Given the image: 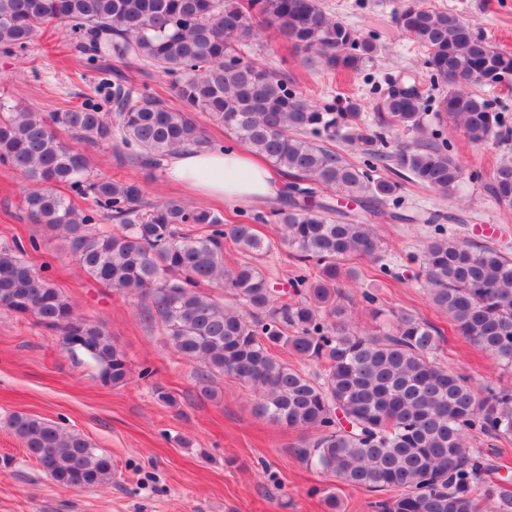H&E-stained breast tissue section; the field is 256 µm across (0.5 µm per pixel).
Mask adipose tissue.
Returning a JSON list of instances; mask_svg holds the SVG:
<instances>
[{"mask_svg":"<svg viewBox=\"0 0 512 512\" xmlns=\"http://www.w3.org/2000/svg\"><path fill=\"white\" fill-rule=\"evenodd\" d=\"M167 179L224 201L273 203L284 191L281 178L244 148L205 149L173 156Z\"/></svg>","mask_w":512,"mask_h":512,"instance_id":"adipose-tissue-1","label":"adipose tissue"}]
</instances>
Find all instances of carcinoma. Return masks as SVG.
<instances>
[{
    "instance_id": "1",
    "label": "carcinoma",
    "mask_w": 512,
    "mask_h": 512,
    "mask_svg": "<svg viewBox=\"0 0 512 512\" xmlns=\"http://www.w3.org/2000/svg\"><path fill=\"white\" fill-rule=\"evenodd\" d=\"M52 22L69 25L94 68L105 70L102 62L114 57L150 62L182 106L116 81L106 112L94 103L48 119L30 107L1 112L0 162L29 180L24 201L33 223L67 242L93 280L136 295L155 311L168 344L200 366L203 396H215L217 374L236 380L254 394L258 416L315 432L297 449L306 464L350 486L394 492L374 502L375 512H481L494 500L498 512H512V480L487 479L500 465L470 442L476 433L512 436V389H477L448 369L437 358L441 331L416 314L398 312L386 326L353 329L340 290L344 279L356 278L343 261L381 260V239L368 217L400 204L399 183L376 176L375 163L451 193L463 170L447 139L427 130L425 116L433 112L439 125L453 118L474 143L498 135L499 114L466 87L512 88V53L455 13L408 4L395 23L422 48L448 91L428 100L406 80V90L382 93L368 125L350 99L314 103L288 73L245 59V49L271 31L308 64L361 71L380 46L322 0H0V48L23 54ZM194 112L224 125L286 179L276 230L301 270L295 299L276 295L257 264L224 262L227 242L256 260L271 252L273 242L254 229L266 222L263 215L226 224L184 200L150 203L134 181L90 177L78 143L116 139L142 163L158 166L205 144ZM60 129L76 143L62 140ZM399 130L416 138L384 150ZM336 141L360 149L362 162L346 160L333 148ZM61 185L90 206L77 207L57 192ZM489 190L512 206V161L496 168ZM101 212L116 221L115 229L97 227ZM421 276L454 331L512 368V257L440 228L422 251ZM0 308L79 337L68 353L92 363L103 384L129 378L127 357L106 327L77 316L17 242L0 245ZM278 348L319 370L301 372ZM7 426L59 486L93 488L112 479L111 457L81 434L22 413L12 414Z\"/></svg>"
}]
</instances>
